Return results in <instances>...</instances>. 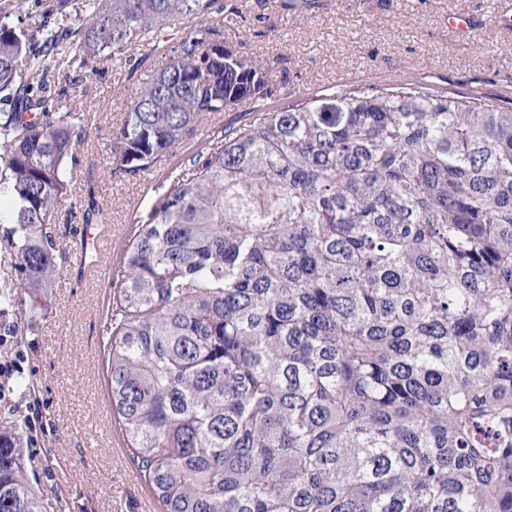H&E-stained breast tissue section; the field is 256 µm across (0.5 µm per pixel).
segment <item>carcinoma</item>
Segmentation results:
<instances>
[{"label":"carcinoma","mask_w":512,"mask_h":512,"mask_svg":"<svg viewBox=\"0 0 512 512\" xmlns=\"http://www.w3.org/2000/svg\"><path fill=\"white\" fill-rule=\"evenodd\" d=\"M223 13L0 23V236L31 303L89 136L69 87L191 22L112 130L110 173L147 170L272 94ZM116 279L112 410L164 512H512V108L415 82L260 112L170 176ZM23 304L1 291L0 318ZM20 445L0 432V512H42Z\"/></svg>","instance_id":"1"}]
</instances>
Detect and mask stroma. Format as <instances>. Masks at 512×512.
I'll use <instances>...</instances> for the list:
<instances>
[{
	"mask_svg": "<svg viewBox=\"0 0 512 512\" xmlns=\"http://www.w3.org/2000/svg\"><path fill=\"white\" fill-rule=\"evenodd\" d=\"M58 2L0 0V19L30 28L48 13L56 26H73L81 0L63 8ZM452 12L470 17L464 35L449 27ZM258 14L266 17L262 37L254 34ZM216 27L225 42L268 69L274 93L259 104L266 110L279 107L289 91L313 97L400 79L442 92H477L512 107V96L502 92L512 83V0H224ZM158 63L153 54L136 72L115 67L69 89L71 104L89 112L94 129L79 148L68 205L56 216L63 260L42 304L10 312L16 330L0 335V383L4 369L15 366L29 383L22 393L0 392V429L16 424L23 436L35 437L24 448L25 475L43 489L44 512H146L151 494L135 476L107 391L102 333L111 276L172 171L224 128L253 118L252 103L228 108L140 175H111L109 134ZM92 200L102 208L90 229L99 260L94 272L77 260L80 225L67 221L70 207Z\"/></svg>",
	"mask_w": 512,
	"mask_h": 512,
	"instance_id": "stroma-1",
	"label": "stroma"
}]
</instances>
